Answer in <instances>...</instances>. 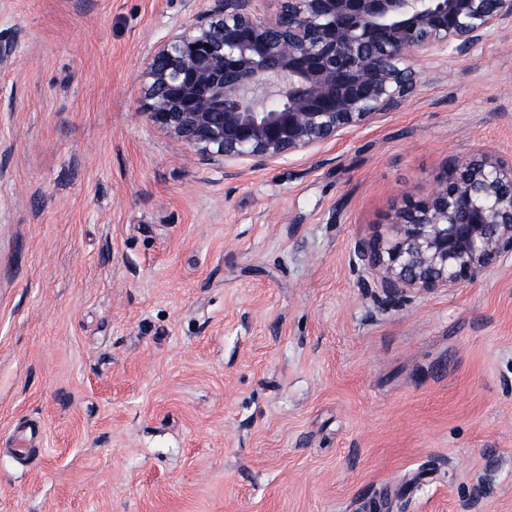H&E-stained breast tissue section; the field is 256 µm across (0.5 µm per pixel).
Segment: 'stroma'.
Returning a JSON list of instances; mask_svg holds the SVG:
<instances>
[{
    "mask_svg": "<svg viewBox=\"0 0 512 512\" xmlns=\"http://www.w3.org/2000/svg\"><path fill=\"white\" fill-rule=\"evenodd\" d=\"M207 0H0V512H512V256L385 306L356 264L512 160V26L235 179L148 117Z\"/></svg>",
    "mask_w": 512,
    "mask_h": 512,
    "instance_id": "stroma-1",
    "label": "stroma"
}]
</instances>
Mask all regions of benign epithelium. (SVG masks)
I'll use <instances>...</instances> for the list:
<instances>
[{
	"label": "benign epithelium",
	"mask_w": 512,
	"mask_h": 512,
	"mask_svg": "<svg viewBox=\"0 0 512 512\" xmlns=\"http://www.w3.org/2000/svg\"><path fill=\"white\" fill-rule=\"evenodd\" d=\"M141 74L150 118L224 176L263 168L402 106L416 55H469L512 23V0H209ZM386 305L476 282L512 254V164L454 165L408 205L394 239H359Z\"/></svg>",
	"instance_id": "benign-epithelium-1"
}]
</instances>
